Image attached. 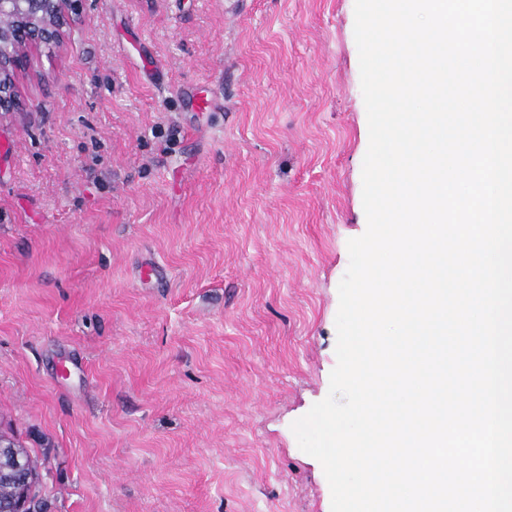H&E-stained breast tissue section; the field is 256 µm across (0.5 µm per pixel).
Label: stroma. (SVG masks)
Returning <instances> with one entry per match:
<instances>
[{
	"label": "stroma",
	"mask_w": 512,
	"mask_h": 512,
	"mask_svg": "<svg viewBox=\"0 0 512 512\" xmlns=\"http://www.w3.org/2000/svg\"><path fill=\"white\" fill-rule=\"evenodd\" d=\"M354 5L83 0L30 50L0 118V430L46 512H331L291 425L367 228Z\"/></svg>",
	"instance_id": "35a3bbf8"
}]
</instances>
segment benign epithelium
<instances>
[{
    "instance_id": "obj_1",
    "label": "benign epithelium",
    "mask_w": 512,
    "mask_h": 512,
    "mask_svg": "<svg viewBox=\"0 0 512 512\" xmlns=\"http://www.w3.org/2000/svg\"><path fill=\"white\" fill-rule=\"evenodd\" d=\"M69 0H0V116L19 108L16 72L32 47L60 43Z\"/></svg>"
}]
</instances>
